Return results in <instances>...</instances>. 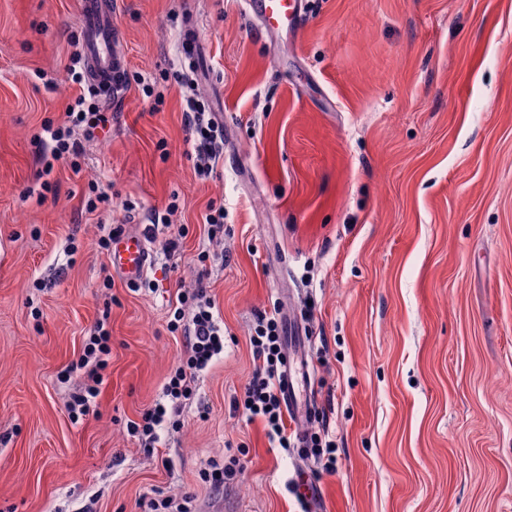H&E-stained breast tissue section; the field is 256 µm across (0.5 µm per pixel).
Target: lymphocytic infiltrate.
<instances>
[{"label":"lymphocytic infiltrate","instance_id":"f902f5d3","mask_svg":"<svg viewBox=\"0 0 512 512\" xmlns=\"http://www.w3.org/2000/svg\"><path fill=\"white\" fill-rule=\"evenodd\" d=\"M183 120L190 133L187 154L194 160L200 175H210L224 150V129L191 97L184 101ZM111 123L109 106L97 98L89 99L85 94H77L66 107L63 123L57 126L48 124L43 128L52 142L53 160L80 154L81 143L75 138V131H82L85 137L90 138L96 130ZM214 309L215 303L205 288H196L189 295H177L170 308V324L183 337V353L164 387V401L146 409L139 420L127 423L130 436L149 445L155 444L158 429L180 415L183 401L193 394L201 375L223 353L224 323ZM109 340V332L98 328L96 336L86 344L76 362V369L84 371L87 383L83 391L76 393L68 403L70 412L86 416L93 411L104 382L102 372L107 366ZM249 344L254 370L244 386L239 405L249 419L264 421L270 444L287 447L288 433L278 392L282 355L277 319L261 318L249 338Z\"/></svg>","mask_w":512,"mask_h":512}]
</instances>
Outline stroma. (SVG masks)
I'll return each mask as SVG.
<instances>
[{"instance_id":"1","label":"stroma","mask_w":512,"mask_h":512,"mask_svg":"<svg viewBox=\"0 0 512 512\" xmlns=\"http://www.w3.org/2000/svg\"><path fill=\"white\" fill-rule=\"evenodd\" d=\"M76 4L0 0V512H142L158 494L302 512L298 470L324 512H512V0H302L292 38L242 0H120L131 82L48 174L36 138L81 90ZM191 92L224 125L206 179L186 155ZM157 211L181 247L151 243L135 291L99 240ZM200 284L224 356L149 452L126 424L161 400L183 348L169 303ZM275 313L298 319L334 468L234 406ZM101 318L106 379L76 419L84 375L62 372ZM213 460L237 470L219 494ZM204 225L208 226L207 235L210 239H220L224 236V204L217 206L216 201H211L204 217Z\"/></svg>"}]
</instances>
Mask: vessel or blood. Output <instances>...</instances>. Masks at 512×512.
I'll list each match as a JSON object with an SVG mask.
<instances>
[{"mask_svg":"<svg viewBox=\"0 0 512 512\" xmlns=\"http://www.w3.org/2000/svg\"><path fill=\"white\" fill-rule=\"evenodd\" d=\"M246 10L265 28L303 31L306 20L297 8V0H244ZM82 30L81 56L90 85L99 89L105 101L116 98L118 76L127 67L120 51L121 29L117 22V0H79ZM112 269L125 281L138 282L147 274L151 262L149 242L131 232L115 238L109 257ZM307 369L304 355L286 362L279 391L294 419L297 431H304L307 416L300 408L301 385Z\"/></svg>","mask_w":512,"mask_h":512,"instance_id":"vessel-or-blood-1","label":"vessel or blood"}]
</instances>
